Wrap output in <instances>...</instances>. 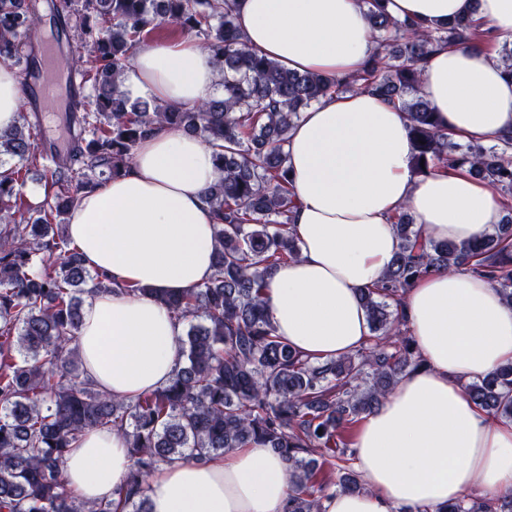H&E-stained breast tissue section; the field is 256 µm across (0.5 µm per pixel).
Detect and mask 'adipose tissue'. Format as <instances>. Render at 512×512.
<instances>
[{
  "instance_id": "ef3b65f1",
  "label": "adipose tissue",
  "mask_w": 512,
  "mask_h": 512,
  "mask_svg": "<svg viewBox=\"0 0 512 512\" xmlns=\"http://www.w3.org/2000/svg\"><path fill=\"white\" fill-rule=\"evenodd\" d=\"M250 47L284 67L331 77L360 71L376 50L362 0H235ZM400 20L436 25L462 15L493 34L512 33V0H388ZM218 66L190 38L142 45L123 87L176 106L215 94ZM421 93L456 136H512V77L487 46L441 47L427 57ZM296 207L299 257L265 291L280 336L313 360L354 352L371 335L360 300L381 284L398 251L394 217L413 212L433 240L471 242L503 218L491 186L466 170L414 175L405 112L369 91L323 99L301 112L284 146ZM219 177L198 137L161 128L139 146L129 172L85 194L67 234L85 265L117 288L88 300L76 344L87 376L130 400L165 385L183 324L132 282L177 292L213 274L215 216L206 190ZM405 318L424 359L362 417L353 467L364 489L325 500L324 512H434L474 491L512 488V421L469 399L465 380L512 362V306L489 280L437 272L404 296ZM131 467L124 440L84 432L64 479L77 497H111ZM286 464L271 449L236 448L209 461L155 471L150 512H283Z\"/></svg>"
}]
</instances>
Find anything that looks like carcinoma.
Here are the masks:
<instances>
[{
    "label": "carcinoma",
    "instance_id": "1",
    "mask_svg": "<svg viewBox=\"0 0 512 512\" xmlns=\"http://www.w3.org/2000/svg\"><path fill=\"white\" fill-rule=\"evenodd\" d=\"M363 2L379 50L359 73L332 78L289 70L250 49L230 0H0V63H23L41 77L33 40L50 18L60 48L76 43L87 51L79 62L95 92V121L71 114L70 122L89 130L74 134L62 153L24 112L0 131V512H149L146 477L156 469L252 445L288 465L283 512H321L330 495L364 490L346 429L423 364L402 312L406 289L431 273L465 268L500 286L512 304V227L468 244L434 241L402 212L393 222L399 251L384 282L361 294L372 331L365 346L318 361L275 334L267 280L299 255L284 145L312 104L372 91L408 115L415 173L466 165L503 205L512 200V137L453 152L452 135L420 91V64L434 47L472 45L487 33L470 17L426 27L390 16L385 0ZM167 23L212 53L224 74L222 95L195 107L159 106L121 89L137 49ZM162 127L196 135L213 151L220 171L207 190L216 218L214 274L180 293L123 286L155 297L187 324L168 385L127 401L98 389L74 355L85 299L113 284L85 266L64 220ZM48 150L56 151V167L45 200L19 214L22 172ZM465 390L493 417L512 421L511 363ZM94 428L123 437L132 466L117 497L86 503L62 470L73 443ZM436 512H512V489L466 495Z\"/></svg>",
    "mask_w": 512,
    "mask_h": 512
}]
</instances>
